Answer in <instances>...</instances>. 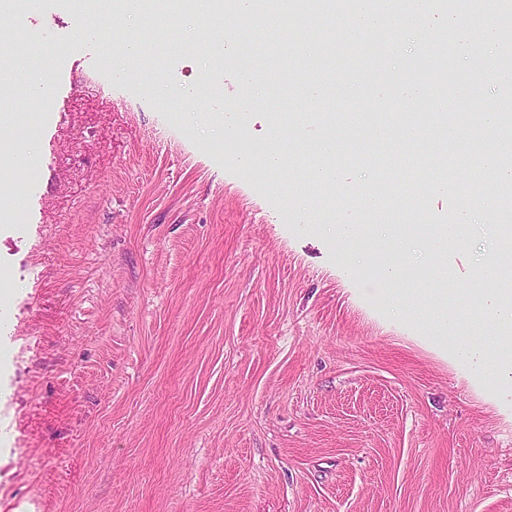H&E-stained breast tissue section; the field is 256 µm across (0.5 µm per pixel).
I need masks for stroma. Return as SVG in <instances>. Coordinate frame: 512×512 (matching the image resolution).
<instances>
[{"mask_svg":"<svg viewBox=\"0 0 512 512\" xmlns=\"http://www.w3.org/2000/svg\"><path fill=\"white\" fill-rule=\"evenodd\" d=\"M450 4L371 42L335 15L226 26L277 43L315 73L313 120L296 76L244 87L243 55L214 50L209 12L159 35L135 21L77 18L40 0L14 70L51 92L9 155L34 177L0 170V512H512V387L458 363L434 331L437 299L476 307L494 295L479 271L502 252L494 226L512 195L468 173L438 193L439 153L421 114L445 109L455 146L485 158L512 112L498 24L512 0ZM146 49L105 54L124 31ZM54 42H45L46 34ZM195 96L172 106L180 92ZM373 116L406 151L335 163V191L310 186L330 135ZM274 144L291 164L241 176L224 144ZM382 207L360 213L373 189ZM342 211L367 224H444L471 214L465 240L433 259L417 238L386 239L368 259L342 255L322 229ZM404 250L399 288L427 296L390 312L378 267Z\"/></svg>","mask_w":512,"mask_h":512,"instance_id":"35a3bbf8","label":"stroma"}]
</instances>
